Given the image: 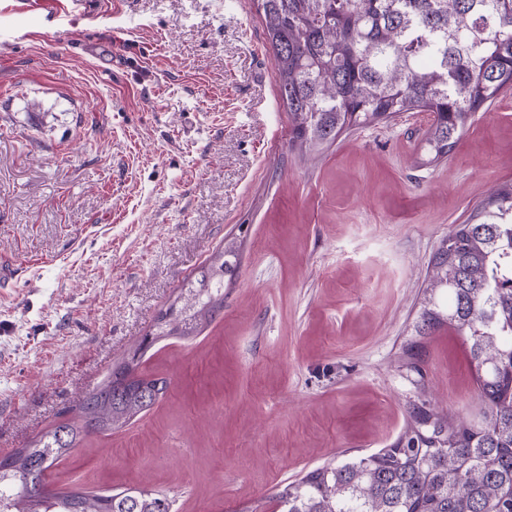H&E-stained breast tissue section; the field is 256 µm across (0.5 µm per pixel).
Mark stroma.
<instances>
[{
	"instance_id": "stroma-1",
	"label": "stroma",
	"mask_w": 512,
	"mask_h": 512,
	"mask_svg": "<svg viewBox=\"0 0 512 512\" xmlns=\"http://www.w3.org/2000/svg\"><path fill=\"white\" fill-rule=\"evenodd\" d=\"M0 0V457L68 418L225 237L224 313L146 349L169 388L92 436L57 491L163 490L177 512H276L278 485L390 447L406 408L477 407L460 337L405 350L441 240L512 183V94L421 167L408 112L289 148L251 0H103L59 22Z\"/></svg>"
}]
</instances>
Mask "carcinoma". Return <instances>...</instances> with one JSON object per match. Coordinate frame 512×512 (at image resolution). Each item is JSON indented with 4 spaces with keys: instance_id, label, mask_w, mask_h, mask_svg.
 I'll return each mask as SVG.
<instances>
[{
    "instance_id": "1",
    "label": "carcinoma",
    "mask_w": 512,
    "mask_h": 512,
    "mask_svg": "<svg viewBox=\"0 0 512 512\" xmlns=\"http://www.w3.org/2000/svg\"><path fill=\"white\" fill-rule=\"evenodd\" d=\"M274 60L289 144L318 157L344 131L405 112L431 116L417 163L448 156L455 139L512 92V0H253ZM241 244L224 239L178 288L143 346L200 335L224 313V289ZM451 329L467 345L477 416L465 421L409 404L407 429L389 448L327 463L285 484L280 512H512V187L494 191L442 240L423 288L417 336ZM116 364L85 392L77 415L0 459V512H172L153 490L34 497L57 461L94 434L121 429L151 409L165 377Z\"/></svg>"
}]
</instances>
